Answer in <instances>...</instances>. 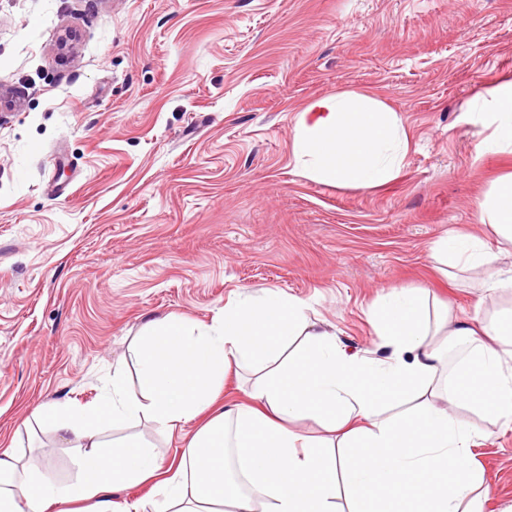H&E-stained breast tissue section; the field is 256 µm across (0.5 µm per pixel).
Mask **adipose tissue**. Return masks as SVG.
I'll return each mask as SVG.
<instances>
[{
	"instance_id": "obj_1",
	"label": "adipose tissue",
	"mask_w": 512,
	"mask_h": 512,
	"mask_svg": "<svg viewBox=\"0 0 512 512\" xmlns=\"http://www.w3.org/2000/svg\"><path fill=\"white\" fill-rule=\"evenodd\" d=\"M495 129L487 146L512 152V79L494 89L487 114ZM407 152L395 114L367 93L342 92L302 110L293 154L305 177L372 188L391 180ZM481 219L512 244V176L496 182L480 203ZM432 259L481 275V288H512V272L491 271L496 256L473 235H448ZM306 300L267 290L225 306L210 324L191 327L165 318L139 338L140 388L123 382L86 405L53 403L42 414L70 444L80 468L72 484L0 451V512H48L51 505L93 502L113 512L112 494L155 481L154 512H481L482 478L475 466L477 434L457 413L478 410L512 429V312L477 328L445 313L431 316L429 292L395 288L368 320L386 358L350 354L309 316ZM463 336L471 349L445 378L441 336ZM250 368L245 398L216 408L230 373ZM410 398V413L384 410ZM145 420L184 437L179 464L162 476L164 453L141 437L104 439L105 429ZM304 421L323 430L314 436Z\"/></svg>"
}]
</instances>
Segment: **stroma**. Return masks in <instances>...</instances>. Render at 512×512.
<instances>
[{
    "label": "stroma",
    "instance_id": "1",
    "mask_svg": "<svg viewBox=\"0 0 512 512\" xmlns=\"http://www.w3.org/2000/svg\"><path fill=\"white\" fill-rule=\"evenodd\" d=\"M512 79V0H0V450L76 481L50 402H95L166 316L210 323L272 289L308 301L350 353L377 356L372 303L425 288L486 321L512 309L471 271L444 278L448 232L498 238L478 201L512 173L476 116ZM345 91L408 139L385 185L303 176L301 110ZM489 497L512 507V430L471 415Z\"/></svg>",
    "mask_w": 512,
    "mask_h": 512
}]
</instances>
